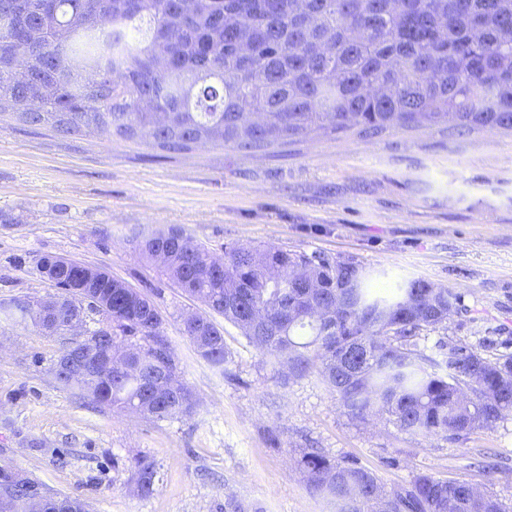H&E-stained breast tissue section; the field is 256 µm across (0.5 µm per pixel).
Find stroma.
<instances>
[{
    "label": "stroma",
    "instance_id": "obj_1",
    "mask_svg": "<svg viewBox=\"0 0 512 512\" xmlns=\"http://www.w3.org/2000/svg\"><path fill=\"white\" fill-rule=\"evenodd\" d=\"M171 227L223 254L274 246L351 260L370 288L424 278L462 294L465 312L420 331L417 350L512 353V131L445 125L314 131L246 154L197 144L170 154L149 139L63 136L0 118V304L55 295L36 270L50 254L108 269L158 308L177 375L197 397L191 417L153 421L90 405L55 376L65 342L0 316V465L89 512H336L298 461L310 448L354 460L386 489L422 474L493 491L512 512V413L458 440L351 417L317 371L286 367L224 327V366L180 333L204 312L144 257L137 240ZM491 452L498 469L475 465ZM152 461L150 493L136 458Z\"/></svg>",
    "mask_w": 512,
    "mask_h": 512
}]
</instances>
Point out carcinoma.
<instances>
[{
    "mask_svg": "<svg viewBox=\"0 0 512 512\" xmlns=\"http://www.w3.org/2000/svg\"><path fill=\"white\" fill-rule=\"evenodd\" d=\"M512 0H0V112L34 127L74 135L101 125L132 141L147 134L168 153L198 143L259 151L286 146L312 129L373 137L394 127L512 128ZM31 42L29 78L14 79L10 44ZM20 101L32 104L14 110ZM265 114L245 131L244 107ZM166 254L163 272L200 299L205 314L181 333L214 367L227 362L220 316L246 341L288 359L289 375L313 366L352 417L375 415L409 434L456 440L512 410V354L489 358L465 347L436 359L411 340L462 310V296L423 278L389 296L366 285L350 261L273 246L207 247L170 228L141 240ZM58 307L18 301L5 316L50 335L69 333L85 309L112 321L72 336L55 363L85 369L83 400L156 420L192 414L197 399L176 383L162 316L145 295L104 269L57 270ZM126 366L114 370L107 349ZM299 465L314 490L341 512H507L464 480L423 474L389 493L355 461L319 451ZM152 489L153 462L135 463Z\"/></svg>",
    "mask_w": 512,
    "mask_h": 512,
    "instance_id": "obj_1",
    "label": "carcinoma"
}]
</instances>
